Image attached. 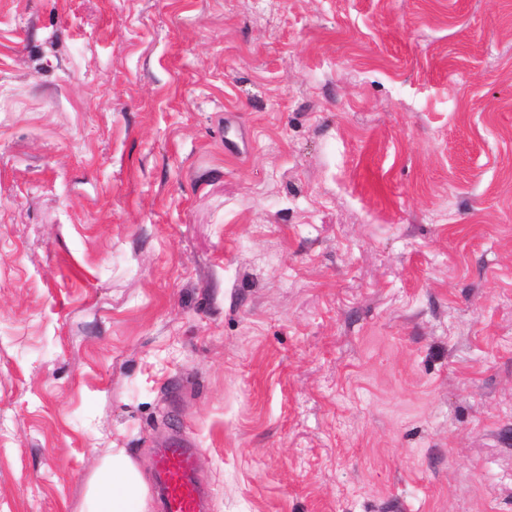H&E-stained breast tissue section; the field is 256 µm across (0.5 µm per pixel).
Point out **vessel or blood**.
<instances>
[{"mask_svg":"<svg viewBox=\"0 0 512 512\" xmlns=\"http://www.w3.org/2000/svg\"><path fill=\"white\" fill-rule=\"evenodd\" d=\"M197 456L194 442L181 434L171 437L159 452L160 512H204L205 493L196 477Z\"/></svg>","mask_w":512,"mask_h":512,"instance_id":"vessel-or-blood-1","label":"vessel or blood"}]
</instances>
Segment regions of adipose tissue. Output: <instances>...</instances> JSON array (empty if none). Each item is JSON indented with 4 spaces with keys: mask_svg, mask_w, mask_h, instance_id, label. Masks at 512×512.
<instances>
[{
    "mask_svg": "<svg viewBox=\"0 0 512 512\" xmlns=\"http://www.w3.org/2000/svg\"><path fill=\"white\" fill-rule=\"evenodd\" d=\"M86 512H148L147 484L126 449H113L101 466Z\"/></svg>",
    "mask_w": 512,
    "mask_h": 512,
    "instance_id": "ef3b65f1",
    "label": "adipose tissue"
}]
</instances>
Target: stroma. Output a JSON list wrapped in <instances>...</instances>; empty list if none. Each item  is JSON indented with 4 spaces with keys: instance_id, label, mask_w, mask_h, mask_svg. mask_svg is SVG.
I'll return each instance as SVG.
<instances>
[{
    "instance_id": "stroma-1",
    "label": "stroma",
    "mask_w": 512,
    "mask_h": 512,
    "mask_svg": "<svg viewBox=\"0 0 512 512\" xmlns=\"http://www.w3.org/2000/svg\"><path fill=\"white\" fill-rule=\"evenodd\" d=\"M512 512V0H0V512ZM197 456L195 443L183 434L171 437L157 455L161 512H205V493L196 477ZM147 484L126 449L116 448L99 469L86 512H147Z\"/></svg>"
}]
</instances>
